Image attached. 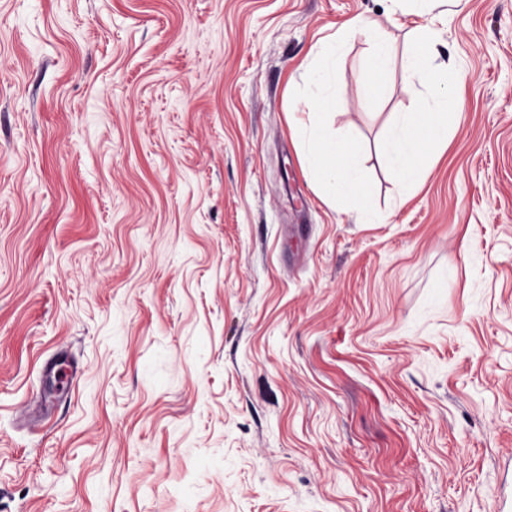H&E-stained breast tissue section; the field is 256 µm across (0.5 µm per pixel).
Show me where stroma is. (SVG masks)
Segmentation results:
<instances>
[{"mask_svg":"<svg viewBox=\"0 0 512 512\" xmlns=\"http://www.w3.org/2000/svg\"><path fill=\"white\" fill-rule=\"evenodd\" d=\"M434 13L422 93L460 118L403 191L382 143L424 20L391 0H0V512L512 495V0ZM358 16L396 49L373 90ZM317 130L372 220L323 193ZM335 78V72L332 65H327L325 69L324 76L320 85V92L317 96L313 97L308 103L307 106L310 111H327L334 104V99L332 95L329 93V87L332 84Z\"/></svg>","mask_w":512,"mask_h":512,"instance_id":"35a3bbf8","label":"stroma"}]
</instances>
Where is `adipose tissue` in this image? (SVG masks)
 <instances>
[{"label": "adipose tissue", "instance_id": "obj_1", "mask_svg": "<svg viewBox=\"0 0 512 512\" xmlns=\"http://www.w3.org/2000/svg\"><path fill=\"white\" fill-rule=\"evenodd\" d=\"M412 106L401 113L391 137L385 143L398 184L413 186L420 174L423 146L416 139V132H424L429 138H446L450 125L456 118L449 112L447 102L436 98H422L419 92H411ZM308 161L313 170L322 175V188L331 197L349 196L361 198L363 180L357 159L345 153L340 142L315 137L309 143Z\"/></svg>", "mask_w": 512, "mask_h": 512}]
</instances>
